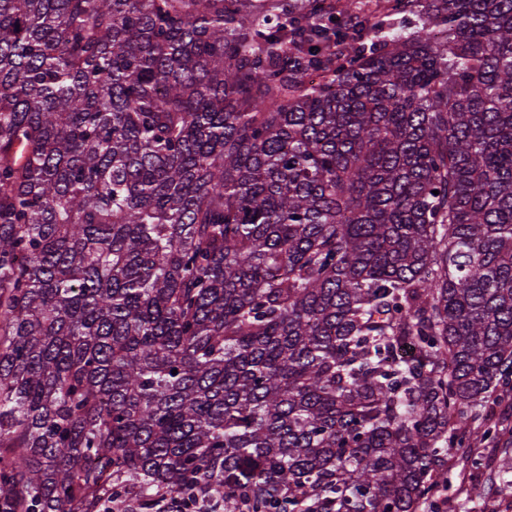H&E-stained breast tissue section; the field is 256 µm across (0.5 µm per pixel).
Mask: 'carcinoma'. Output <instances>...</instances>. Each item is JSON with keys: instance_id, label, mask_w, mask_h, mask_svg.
Returning <instances> with one entry per match:
<instances>
[{"instance_id": "carcinoma-1", "label": "carcinoma", "mask_w": 512, "mask_h": 512, "mask_svg": "<svg viewBox=\"0 0 512 512\" xmlns=\"http://www.w3.org/2000/svg\"><path fill=\"white\" fill-rule=\"evenodd\" d=\"M507 392L512 0H0V512H416ZM162 504H159V510L161 512H211V511H221L215 510L217 501L211 497H205L202 501H198L196 504L184 502L181 498L176 495H169L164 497L161 501ZM195 508L196 510H190ZM222 512H224L222 510Z\"/></svg>"}]
</instances>
